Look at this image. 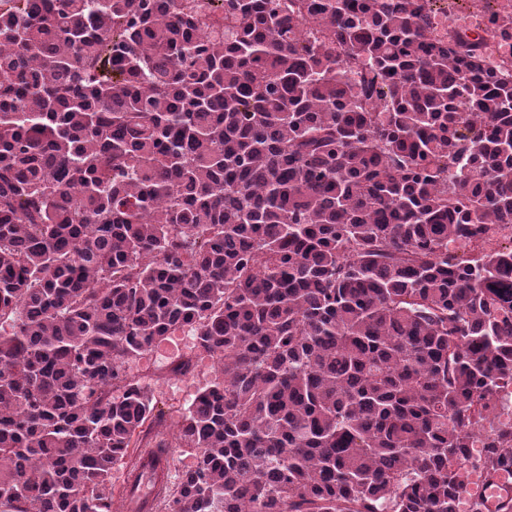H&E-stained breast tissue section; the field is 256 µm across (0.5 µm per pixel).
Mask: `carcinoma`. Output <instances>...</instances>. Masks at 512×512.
<instances>
[{"label":"carcinoma","instance_id":"1","mask_svg":"<svg viewBox=\"0 0 512 512\" xmlns=\"http://www.w3.org/2000/svg\"><path fill=\"white\" fill-rule=\"evenodd\" d=\"M432 12L0 0V512H111L138 448L131 512H459L512 469V16ZM179 331L214 366L173 431L128 369ZM432 34L437 38L448 36V27L465 28L470 32L482 33L487 26V14L481 9H471L462 14H456L448 8L431 16ZM153 453L149 450H145L141 455V465L138 469V476L133 490V500H153L159 494V487L153 479V471L150 459Z\"/></svg>","mask_w":512,"mask_h":512}]
</instances>
